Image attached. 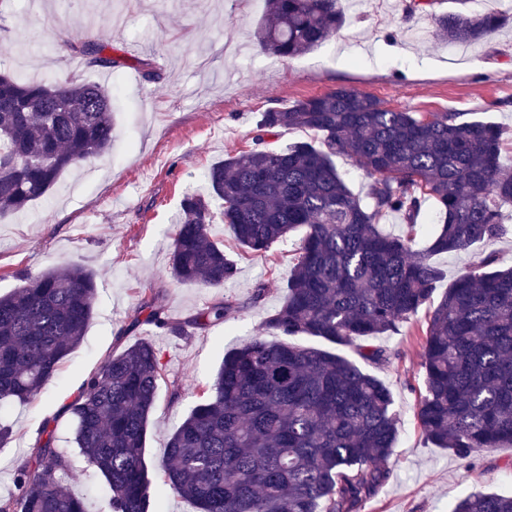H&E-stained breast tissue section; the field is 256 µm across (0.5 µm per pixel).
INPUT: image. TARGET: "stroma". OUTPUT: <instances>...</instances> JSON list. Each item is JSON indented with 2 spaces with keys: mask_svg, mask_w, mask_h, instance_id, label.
<instances>
[{
  "mask_svg": "<svg viewBox=\"0 0 512 512\" xmlns=\"http://www.w3.org/2000/svg\"><path fill=\"white\" fill-rule=\"evenodd\" d=\"M113 0H0V71L25 80L74 78L118 87L112 99L110 152L67 169L47 195L24 211L0 217V294L33 275L73 266L97 275L95 313L82 343L59 374L28 404H11L0 419L14 437L0 448V497L16 494V471L31 461L42 428L55 429L68 466L67 487L87 512H106L104 484L72 447L60 413L84 379L113 351L151 339L163 371L149 427L146 461L164 459L169 437L194 406L224 353L262 334L277 308L299 246L298 236L264 254L237 248L222 221L224 203L211 198L212 240L237 264L222 289L177 282L171 244L181 200L206 187L211 164L248 149L259 113L344 87L385 107L455 112L504 131L501 160L512 163V7L506 0H440L438 13L478 16L495 9L504 25L483 42L457 47L435 39L424 12L403 14L402 0H344L345 24L335 38L292 58L264 54L254 39L265 20L263 0H124V23ZM102 38L118 48V70H71L60 34ZM160 73L142 80L137 60ZM265 283L258 303L251 293ZM158 296L166 316L182 321L229 296L242 308L206 330L179 336L152 324L130 328L142 298ZM427 311L399 332L375 339L392 355L377 376L390 388L399 436L391 475L362 512H451L461 497L512 494V445L464 461L425 437L416 415L423 387L420 337Z\"/></svg>",
  "mask_w": 512,
  "mask_h": 512,
  "instance_id": "35a3bbf8",
  "label": "stroma"
}]
</instances>
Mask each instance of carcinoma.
Listing matches in <instances>:
<instances>
[{
  "mask_svg": "<svg viewBox=\"0 0 512 512\" xmlns=\"http://www.w3.org/2000/svg\"><path fill=\"white\" fill-rule=\"evenodd\" d=\"M261 48L291 58L336 35L340 0H266ZM435 36L470 45L503 25V16L430 13ZM89 67L125 65L99 39L62 38ZM305 129L320 143L267 147L278 128ZM112 98L79 80L30 83L0 74V216L44 197L60 174L105 154L112 144ZM503 130L459 122L454 112H406L338 88L268 110L252 146L213 164L207 193L183 197L171 274L222 288L235 261L210 240L206 195L224 200V224L247 252H267L302 231L287 296L265 320L284 337L253 336L224 354L206 396L169 439L152 482L145 462L149 420L162 376L160 351L143 338L108 355L64 406L71 443L104 479L109 512H149L151 497L172 493L196 512H361L387 482L398 440L389 388L335 352L296 346L305 334L352 347L367 365L390 363L369 343L395 332L423 308L424 390L417 417L432 445L467 460L512 444V268L475 248L508 232L512 166L501 161ZM352 158L371 179L369 202L356 196L333 157ZM435 200L442 224L414 249L417 219ZM397 215L406 231L383 232ZM473 252L474 262L434 301L441 269L434 254ZM95 273L58 268L25 278L0 296V407L32 402L80 344L93 316ZM240 310L224 298L175 323L155 297L145 321L183 335ZM64 455L53 434L38 438L32 466L19 469L17 497L0 512H86L61 484ZM453 512H512V496L460 499Z\"/></svg>",
  "mask_w": 512,
  "mask_h": 512,
  "instance_id": "obj_1",
  "label": "carcinoma"
}]
</instances>
